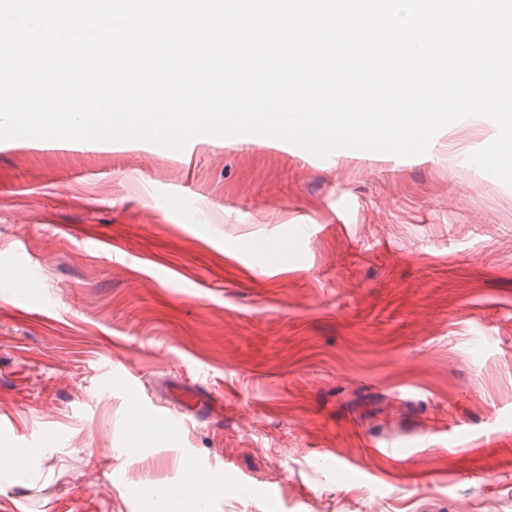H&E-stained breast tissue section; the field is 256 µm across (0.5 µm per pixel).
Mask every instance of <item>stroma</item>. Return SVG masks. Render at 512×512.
Listing matches in <instances>:
<instances>
[{
  "label": "stroma",
  "mask_w": 512,
  "mask_h": 512,
  "mask_svg": "<svg viewBox=\"0 0 512 512\" xmlns=\"http://www.w3.org/2000/svg\"><path fill=\"white\" fill-rule=\"evenodd\" d=\"M496 135L0 140V446L44 451L0 512H141L189 468L210 512H512V186L469 160ZM170 399L182 413L203 418L209 414V394H204L194 387L173 386Z\"/></svg>",
  "instance_id": "stroma-1"
}]
</instances>
